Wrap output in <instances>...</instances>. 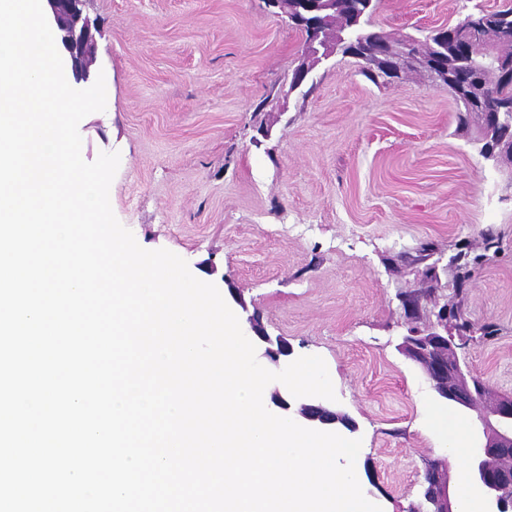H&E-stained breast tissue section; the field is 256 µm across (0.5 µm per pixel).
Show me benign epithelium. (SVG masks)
Instances as JSON below:
<instances>
[{
	"label": "benign epithelium",
	"instance_id": "7a95c632",
	"mask_svg": "<svg viewBox=\"0 0 512 512\" xmlns=\"http://www.w3.org/2000/svg\"><path fill=\"white\" fill-rule=\"evenodd\" d=\"M60 32L61 43L71 60L75 80L87 82L90 79L91 62L84 54L86 44L93 40L90 20L83 16V0H46ZM275 14L285 17L290 23L302 18L300 8L328 13L336 9V0H265ZM410 41L406 37L393 40L387 36L379 48L365 56L374 67H380L398 76L409 67L430 70L429 59L418 56L411 59L402 55L400 47ZM336 51V44L322 36L315 23H310L305 55L289 81L290 90L298 89L312 70ZM485 147L493 154H512V127L500 123L498 115L485 118ZM437 322L426 332L405 337L401 350L423 369L433 391L442 401L478 411V421L482 427L485 442L473 455V464L468 470V482L484 500L487 512H512V498L505 489L512 487V464L497 467L484 463L489 460L512 461V396L498 395L488 404L479 403L475 398L489 388L481 385L476 376L464 365L456 353L454 338L442 331L448 330V306H443L436 314ZM249 328L256 341L265 347L264 355L277 363L288 360L291 348L282 339L272 340L264 331L258 319L247 318ZM295 415L310 429H328L345 423L349 431L356 430L355 422L345 418V414L333 409L331 401L318 397L303 398ZM422 503L414 512H455L453 491L447 464L431 462L426 466L423 477Z\"/></svg>",
	"mask_w": 512,
	"mask_h": 512
}]
</instances>
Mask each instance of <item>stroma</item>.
<instances>
[{"mask_svg": "<svg viewBox=\"0 0 512 512\" xmlns=\"http://www.w3.org/2000/svg\"><path fill=\"white\" fill-rule=\"evenodd\" d=\"M503 0H376L399 37ZM106 109L80 125L81 154L116 152L117 219L214 283L239 321L258 317L293 357L335 373L336 406L362 440L361 488L383 512L421 502L442 459L439 402L399 349L440 307L461 362L512 396V158L480 153L478 115L421 71L376 85L333 54L304 84L301 33L264 0H84ZM465 254L455 282L450 260ZM469 329H462V322Z\"/></svg>", "mask_w": 512, "mask_h": 512, "instance_id": "stroma-1", "label": "stroma"}]
</instances>
